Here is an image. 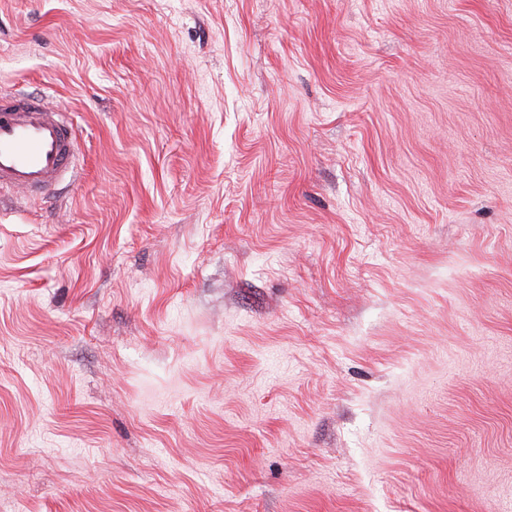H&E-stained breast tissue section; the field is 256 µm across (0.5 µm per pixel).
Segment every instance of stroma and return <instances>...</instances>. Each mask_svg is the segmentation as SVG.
<instances>
[{"instance_id": "1", "label": "stroma", "mask_w": 512, "mask_h": 512, "mask_svg": "<svg viewBox=\"0 0 512 512\" xmlns=\"http://www.w3.org/2000/svg\"><path fill=\"white\" fill-rule=\"evenodd\" d=\"M1 85L0 512H512V0H0ZM72 122L42 98L0 89V192L45 194L77 170Z\"/></svg>"}]
</instances>
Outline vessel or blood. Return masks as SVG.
Listing matches in <instances>:
<instances>
[{
	"instance_id": "1",
	"label": "vessel or blood",
	"mask_w": 512,
	"mask_h": 512,
	"mask_svg": "<svg viewBox=\"0 0 512 512\" xmlns=\"http://www.w3.org/2000/svg\"><path fill=\"white\" fill-rule=\"evenodd\" d=\"M71 121L40 98L0 89V192L44 194L77 170Z\"/></svg>"
}]
</instances>
